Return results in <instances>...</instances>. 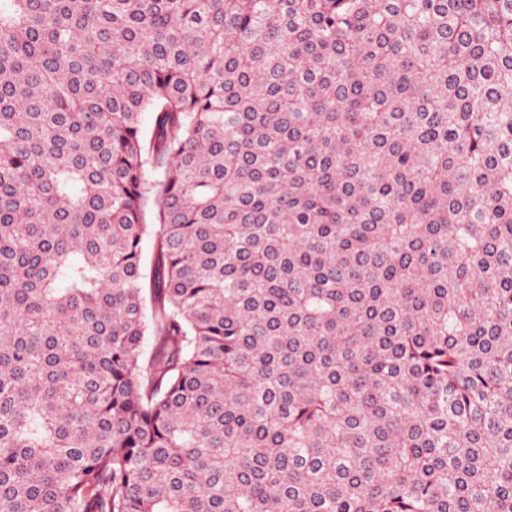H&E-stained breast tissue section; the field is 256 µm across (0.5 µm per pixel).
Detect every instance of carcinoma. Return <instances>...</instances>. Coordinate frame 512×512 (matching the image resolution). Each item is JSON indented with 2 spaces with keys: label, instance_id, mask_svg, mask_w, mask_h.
I'll use <instances>...</instances> for the list:
<instances>
[{
  "label": "carcinoma",
  "instance_id": "cac0c4a2",
  "mask_svg": "<svg viewBox=\"0 0 512 512\" xmlns=\"http://www.w3.org/2000/svg\"><path fill=\"white\" fill-rule=\"evenodd\" d=\"M0 512H512V0H0Z\"/></svg>",
  "mask_w": 512,
  "mask_h": 512
}]
</instances>
